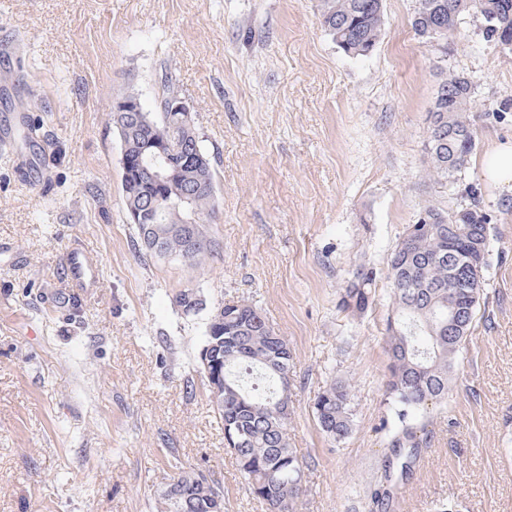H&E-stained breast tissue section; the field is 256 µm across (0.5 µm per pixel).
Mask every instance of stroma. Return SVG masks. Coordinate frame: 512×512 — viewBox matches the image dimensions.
<instances>
[{"label": "stroma", "instance_id": "obj_1", "mask_svg": "<svg viewBox=\"0 0 512 512\" xmlns=\"http://www.w3.org/2000/svg\"><path fill=\"white\" fill-rule=\"evenodd\" d=\"M417 0H384L374 52L323 30L318 0H0V512H163L180 472L264 512L224 446L196 370L203 320L173 302L247 300L292 350L288 439L303 460L297 512H370L402 425L419 442L387 512H512V191L480 160L512 139V48L463 16L419 42ZM475 81L476 147L454 180L426 174L427 115L444 74ZM190 106L216 173L205 266L135 246L122 200L117 98L156 111L162 75ZM478 202L490 256L445 402L400 422L385 395L378 278L366 313L338 308L352 271L386 270L422 206ZM100 257L71 297L65 252ZM346 382L354 424L326 437L314 400Z\"/></svg>", "mask_w": 512, "mask_h": 512}]
</instances>
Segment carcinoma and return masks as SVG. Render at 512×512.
<instances>
[{"label": "carcinoma", "mask_w": 512, "mask_h": 512, "mask_svg": "<svg viewBox=\"0 0 512 512\" xmlns=\"http://www.w3.org/2000/svg\"><path fill=\"white\" fill-rule=\"evenodd\" d=\"M324 31L343 52L366 56L382 35L383 6L379 0H320ZM478 13L488 42L512 40V0H418L411 21L415 35L424 42L453 39L464 14ZM455 83L437 89L428 113L425 143L427 174L453 178L466 168L475 146L474 86L464 73L453 74ZM145 126L135 139L143 148L141 158L151 162L157 149L181 157L194 145L205 159L202 167L186 170L179 180L153 189L160 197L154 219L160 233L159 248L142 240L134 225L138 250L155 259H180L201 267L215 256L219 243L209 235L216 209L215 171L196 128L178 126L164 109L146 112ZM422 212L433 220L417 228L408 239H399L387 266L392 310L386 319L389 374L386 395L402 408L420 410L448 399V387L466 348L470 329L484 288L489 266L486 215L473 201L451 211L426 205ZM176 224L198 227L197 241L172 232ZM467 278L469 287L454 281ZM376 272L359 266L344 289L339 309L364 312L372 297ZM205 311L204 344L219 343L224 352V393L211 399L224 428V445L235 456L247 489L267 512H296L302 493V462L289 447L288 420L290 373L293 355L265 315L242 301ZM316 420L329 438L340 440L352 430L353 413L347 384L332 381L314 402ZM418 442L412 428L395 435L392 451L400 475L410 471ZM224 497L221 487L202 471H184L163 495L165 512H212L213 496Z\"/></svg>", "instance_id": "cac0c4a2"}]
</instances>
